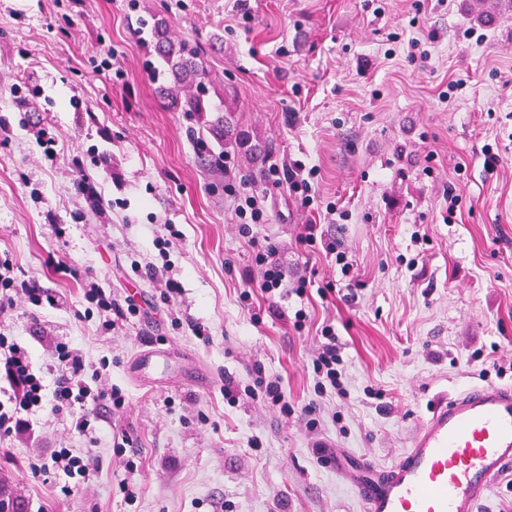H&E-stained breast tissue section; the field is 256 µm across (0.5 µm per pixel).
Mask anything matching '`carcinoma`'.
Segmentation results:
<instances>
[{
  "instance_id": "1",
  "label": "carcinoma",
  "mask_w": 512,
  "mask_h": 512,
  "mask_svg": "<svg viewBox=\"0 0 512 512\" xmlns=\"http://www.w3.org/2000/svg\"><path fill=\"white\" fill-rule=\"evenodd\" d=\"M162 62L166 74L171 77L173 88L195 85L202 87L205 84L206 70L200 58L198 48L187 42H174L168 38L166 33L158 30L155 33L153 54L146 60V67L152 71L156 70V63ZM183 112L201 114L207 111L206 101L202 95H193L184 100L174 99ZM200 137L198 144L200 151L207 156V162L217 165L220 155L214 153L210 148L207 137L224 139V119L217 118L213 121H206L199 129ZM0 512H24V507L17 499L8 482L0 478Z\"/></svg>"
}]
</instances>
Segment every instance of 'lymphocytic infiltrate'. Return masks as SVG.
I'll use <instances>...</instances> for the list:
<instances>
[{
	"label": "lymphocytic infiltrate",
	"instance_id": "1",
	"mask_svg": "<svg viewBox=\"0 0 512 512\" xmlns=\"http://www.w3.org/2000/svg\"><path fill=\"white\" fill-rule=\"evenodd\" d=\"M319 172L306 167L299 160L291 163L269 164L265 177L273 185H287L291 196L304 208L318 205L315 182ZM224 193L236 202L235 214L239 232L247 237L252 249V259L261 274L260 290L268 303L270 314H278L276 296L284 290L283 270L275 258L276 247L266 239L254 237L252 227L266 223L268 211L263 196L248 181L228 182ZM85 300L95 306L103 316L102 330L113 331L119 325L141 313L133 298L120 299L106 294L98 282L90 280L83 286ZM48 291L37 281L19 279L11 259H0V314L12 310L18 299H27L34 306H41ZM323 342L313 356L316 387L325 390L341 389L342 362L336 330L326 324L321 328ZM0 366L5 369L9 384L10 402L0 403V436L12 433L21 426V415L43 407L46 396L43 376L36 371L25 344L16 337L0 330ZM52 369L56 374L53 397L55 411L70 412L75 429L82 434L93 433V424L99 418L100 407L112 411L123 410L126 400L120 389L101 385L100 371H88L78 348L71 342H57Z\"/></svg>",
	"mask_w": 512,
	"mask_h": 512
}]
</instances>
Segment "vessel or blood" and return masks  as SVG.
<instances>
[{
    "label": "vessel or blood",
    "instance_id": "vessel-or-blood-1",
    "mask_svg": "<svg viewBox=\"0 0 512 512\" xmlns=\"http://www.w3.org/2000/svg\"><path fill=\"white\" fill-rule=\"evenodd\" d=\"M364 512H478L493 481L512 469V384H473L437 397L393 464L316 451Z\"/></svg>",
    "mask_w": 512,
    "mask_h": 512
}]
</instances>
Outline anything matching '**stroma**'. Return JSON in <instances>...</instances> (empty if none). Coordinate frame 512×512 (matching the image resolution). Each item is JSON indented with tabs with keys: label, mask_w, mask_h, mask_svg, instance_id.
Listing matches in <instances>:
<instances>
[{
	"label": "stroma",
	"mask_w": 512,
	"mask_h": 512,
	"mask_svg": "<svg viewBox=\"0 0 512 512\" xmlns=\"http://www.w3.org/2000/svg\"><path fill=\"white\" fill-rule=\"evenodd\" d=\"M492 2L0 0V257L55 298L18 301L0 328L28 345L47 389L64 339L86 365L107 362L104 384L127 399L92 436L47 407L0 437V474L26 512H362L315 448L387 465L437 391L512 384V10L484 25ZM155 22L199 44L212 109L249 135L255 154L232 152L224 169L201 163L198 121L145 67L143 28ZM31 122L53 126L55 160ZM487 143L500 156L492 168ZM298 159L318 168L322 201L347 209V220L304 210L286 186L264 182L269 162ZM80 171L111 210L98 214L77 194ZM243 176L268 209L253 235L276 245L287 283L311 280L305 297L279 298V317L265 311L224 194ZM451 188L462 201L449 221ZM168 224L182 234L169 247L175 307L139 279L144 317L103 332L99 315L85 313L83 280L126 296L131 261L160 263L154 240ZM309 224L340 241L349 275L322 246L301 244ZM300 308L309 320L298 332L290 318ZM175 315L207 326L211 341L172 328ZM328 322L342 395L315 387L311 359ZM156 350L170 362L162 375L139 366ZM257 365L280 379L293 414L244 395ZM228 380L242 390L233 403ZM116 434L128 445L113 447ZM55 448L94 458L77 488L33 473ZM124 477L136 498L120 492Z\"/></svg>",
	"instance_id": "obj_1"
}]
</instances>
